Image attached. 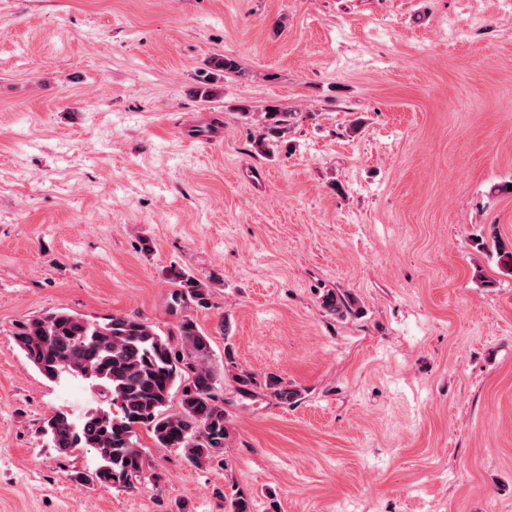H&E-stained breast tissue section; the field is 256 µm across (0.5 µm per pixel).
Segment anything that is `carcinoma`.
Masks as SVG:
<instances>
[{
    "mask_svg": "<svg viewBox=\"0 0 512 512\" xmlns=\"http://www.w3.org/2000/svg\"><path fill=\"white\" fill-rule=\"evenodd\" d=\"M260 131L254 140L257 153L276 155L296 113L271 107L254 114ZM495 255L501 271L512 275V241L497 240ZM172 311L179 314L175 337L158 332L151 322L133 315L116 314L101 320L56 310L19 325L16 345L46 378L68 372L97 387L107 406L78 422L67 413H54L44 426L53 447L63 454L92 450L98 464L79 472L76 482L105 489L130 490L148 479L152 467L140 449L139 431L151 433L163 448H180L186 461L200 467L223 455L227 438L224 406L213 394L215 374L210 366L209 335L190 310L207 309L209 286L182 267L170 271ZM349 294L328 292L323 307L337 316L353 311ZM187 374L177 411L166 412L171 391ZM264 386L283 404H293L300 393L274 374ZM224 512H252L247 496L224 495Z\"/></svg>",
    "mask_w": 512,
    "mask_h": 512,
    "instance_id": "obj_1",
    "label": "carcinoma"
}]
</instances>
